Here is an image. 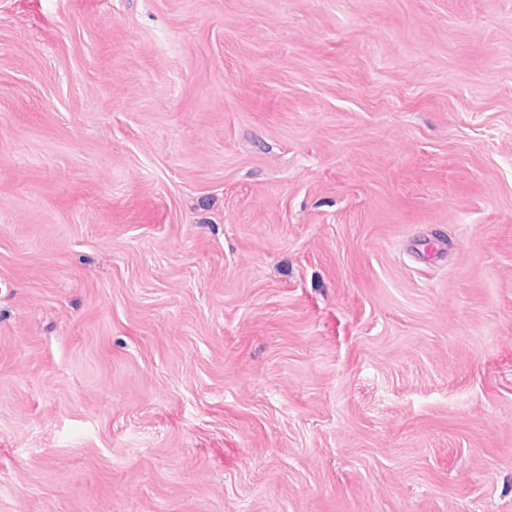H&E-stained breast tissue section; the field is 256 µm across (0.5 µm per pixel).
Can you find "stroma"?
Masks as SVG:
<instances>
[{"instance_id":"obj_1","label":"stroma","mask_w":512,"mask_h":512,"mask_svg":"<svg viewBox=\"0 0 512 512\" xmlns=\"http://www.w3.org/2000/svg\"><path fill=\"white\" fill-rule=\"evenodd\" d=\"M0 512H512V0H0Z\"/></svg>"}]
</instances>
